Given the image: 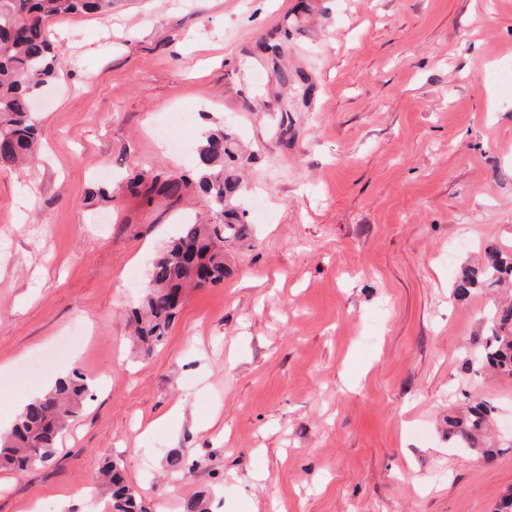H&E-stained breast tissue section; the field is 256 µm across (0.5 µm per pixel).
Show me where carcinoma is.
<instances>
[{
  "label": "carcinoma",
  "mask_w": 512,
  "mask_h": 512,
  "mask_svg": "<svg viewBox=\"0 0 512 512\" xmlns=\"http://www.w3.org/2000/svg\"><path fill=\"white\" fill-rule=\"evenodd\" d=\"M114 0H0V169L14 168L34 158L38 128L31 117L32 99L55 75L57 54L48 38V22L86 13L109 14ZM250 162L238 150L231 128L223 125L204 133L197 148L195 177L151 175L142 170L126 182L127 191L152 202L154 195L178 197L193 185L204 204L222 218L219 224H186L181 234L156 259L148 287L130 322L133 344L145 355L162 345L181 310L177 297L186 288L216 287L230 274L224 264V244L244 237L245 212L238 199L243 191L238 169ZM487 261L465 266L455 290L497 288L512 282V251L485 247ZM466 370L490 369L512 377V302L492 312L489 331L478 343ZM88 393L84 373L72 369L54 387L28 403L11 428L0 433V467L24 471L55 454L68 422L79 412ZM496 407L477 398L466 413L448 418V440L465 448L483 443ZM189 449L171 450L165 463L183 472ZM100 474L109 512H148L124 481L120 464L105 459Z\"/></svg>",
  "instance_id": "obj_1"
}]
</instances>
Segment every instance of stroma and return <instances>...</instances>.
<instances>
[{
    "mask_svg": "<svg viewBox=\"0 0 512 512\" xmlns=\"http://www.w3.org/2000/svg\"><path fill=\"white\" fill-rule=\"evenodd\" d=\"M283 28L285 85L262 52ZM48 33L39 154L0 169V425L60 372L103 384L50 461L0 469V512H102L108 457L149 512H496L512 378L463 362L497 293L454 281L512 251V0H117ZM183 109L174 152L157 130ZM221 122L252 156L250 236L141 356L126 321L152 261L218 218L123 180L191 174ZM478 397L488 462L447 434ZM174 448L192 471L166 472Z\"/></svg>",
    "mask_w": 512,
    "mask_h": 512,
    "instance_id": "35a3bbf8",
    "label": "stroma"
}]
</instances>
